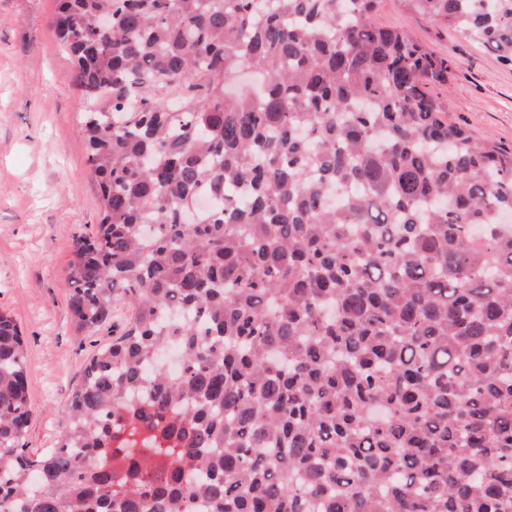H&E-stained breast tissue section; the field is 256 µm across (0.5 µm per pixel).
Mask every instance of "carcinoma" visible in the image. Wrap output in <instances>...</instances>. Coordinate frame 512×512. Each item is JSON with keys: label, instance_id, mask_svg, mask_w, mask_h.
Instances as JSON below:
<instances>
[{"label": "carcinoma", "instance_id": "carcinoma-1", "mask_svg": "<svg viewBox=\"0 0 512 512\" xmlns=\"http://www.w3.org/2000/svg\"><path fill=\"white\" fill-rule=\"evenodd\" d=\"M57 2L100 190L70 311L131 315L30 455L0 313V512H512V149L448 123L452 62L377 0ZM402 2L512 63V0Z\"/></svg>", "mask_w": 512, "mask_h": 512}]
</instances>
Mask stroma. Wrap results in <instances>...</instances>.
Segmentation results:
<instances>
[{
  "label": "stroma",
  "mask_w": 512,
  "mask_h": 512,
  "mask_svg": "<svg viewBox=\"0 0 512 512\" xmlns=\"http://www.w3.org/2000/svg\"><path fill=\"white\" fill-rule=\"evenodd\" d=\"M56 5L0 0V312L25 339L33 453L52 447L82 364L112 339L106 328L78 331L68 309V264L99 220L100 197L82 130L87 101L56 36ZM373 20L453 61L448 86L431 89L449 121L512 147L511 63L402 0H380Z\"/></svg>",
  "instance_id": "obj_1"
}]
</instances>
